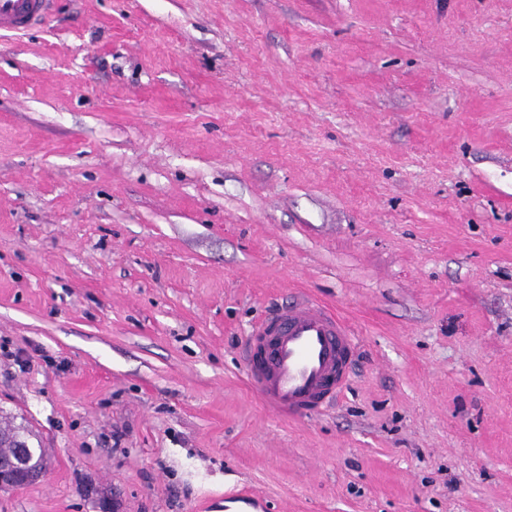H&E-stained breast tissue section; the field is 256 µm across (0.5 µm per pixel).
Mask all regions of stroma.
Masks as SVG:
<instances>
[{"label": "stroma", "instance_id": "35a3bbf8", "mask_svg": "<svg viewBox=\"0 0 512 512\" xmlns=\"http://www.w3.org/2000/svg\"><path fill=\"white\" fill-rule=\"evenodd\" d=\"M302 296L358 351L288 420L243 350ZM8 421L50 469L0 512H512V0H57L0 37Z\"/></svg>", "mask_w": 512, "mask_h": 512}]
</instances>
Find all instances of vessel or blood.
<instances>
[{"label": "vessel or blood", "mask_w": 512, "mask_h": 512, "mask_svg": "<svg viewBox=\"0 0 512 512\" xmlns=\"http://www.w3.org/2000/svg\"><path fill=\"white\" fill-rule=\"evenodd\" d=\"M53 0H0V35L40 25ZM356 338L325 305L308 298L255 325L246 351L249 380L265 406L286 418L324 411L342 394Z\"/></svg>", "instance_id": "obj_1"}]
</instances>
